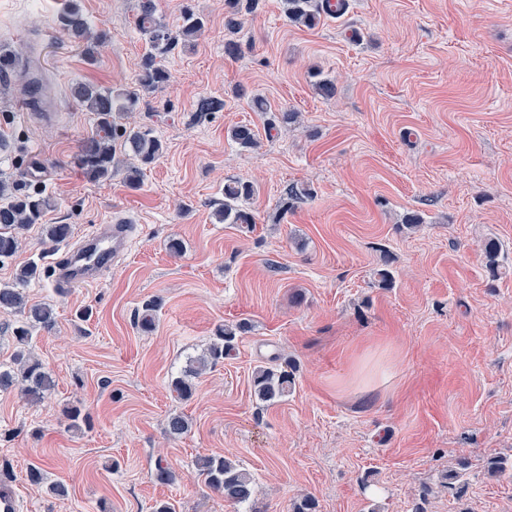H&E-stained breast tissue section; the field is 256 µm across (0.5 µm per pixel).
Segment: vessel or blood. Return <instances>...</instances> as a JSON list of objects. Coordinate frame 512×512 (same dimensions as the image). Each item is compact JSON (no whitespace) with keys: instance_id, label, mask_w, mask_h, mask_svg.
Returning <instances> with one entry per match:
<instances>
[{"instance_id":"1","label":"vessel or blood","mask_w":512,"mask_h":512,"mask_svg":"<svg viewBox=\"0 0 512 512\" xmlns=\"http://www.w3.org/2000/svg\"><path fill=\"white\" fill-rule=\"evenodd\" d=\"M130 233L126 224L96 225L79 243L68 247L56 264V286L67 291L97 284L112 263L128 251Z\"/></svg>"}]
</instances>
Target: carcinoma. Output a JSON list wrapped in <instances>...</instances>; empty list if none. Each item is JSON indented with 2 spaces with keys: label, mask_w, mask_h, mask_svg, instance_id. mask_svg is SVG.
Returning <instances> with one entry per match:
<instances>
[{
  "label": "carcinoma",
  "mask_w": 512,
  "mask_h": 512,
  "mask_svg": "<svg viewBox=\"0 0 512 512\" xmlns=\"http://www.w3.org/2000/svg\"><path fill=\"white\" fill-rule=\"evenodd\" d=\"M253 0H224V30L234 34L245 23V12L253 9ZM283 12L288 21L298 27L313 28L321 21L319 5L314 0H282ZM61 29L67 35L82 43L85 58L96 59L97 47L106 39L103 32L96 33L90 27L78 0H66L58 17ZM135 26L145 38L148 50L142 56L140 68L133 88H98L93 85H78L72 95L95 119V131L80 144L74 157V164L90 181L106 180L112 177L115 166V144L121 143L123 151L142 165H151L160 160L164 153L162 141L148 128L128 127L125 116L140 103V91L154 90L164 85L169 74L164 65L167 57L188 45L204 29V18L192 8L185 9L181 25L173 29L157 14L155 0H138ZM231 140L244 149L256 146L254 130L247 125H237L230 130ZM255 195V188L249 182L235 178L224 180V205L216 211V220L224 224H253L254 215L244 209L242 203ZM311 189L305 184L293 183L286 191L283 208L311 197ZM54 205L48 195L40 193H17L11 200L0 204V262L11 259L19 247L18 231L30 224H39L44 214ZM486 268L496 276L499 273L498 246L489 241L484 248ZM41 267L32 260L17 269L10 283L0 284V312H18L23 320L14 328L16 342L14 365H0V391L13 387L32 402L41 400L46 392L55 386L52 374L42 363L28 354L31 342V328H51L55 323L53 309L40 304H30L23 289L39 278ZM248 330V324L239 322L217 330V336L207 352L189 362L181 376L172 380L174 391L182 398L193 395L192 379L209 364L224 359L233 347L236 337ZM294 380L285 370L261 368L254 376V391L257 398L267 405H273L292 389ZM189 430V420L183 414L174 413L167 419V433L176 438ZM196 467L204 476L205 483L224 499L236 504H248L255 496V478L239 464L220 455L200 456Z\"/></svg>",
  "instance_id": "1"
}]
</instances>
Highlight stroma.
Listing matches in <instances>:
<instances>
[{"instance_id":"obj_1","label":"stroma","mask_w":512,"mask_h":512,"mask_svg":"<svg viewBox=\"0 0 512 512\" xmlns=\"http://www.w3.org/2000/svg\"><path fill=\"white\" fill-rule=\"evenodd\" d=\"M156 3L170 26L187 4L207 26L166 59L168 82L142 94L132 120L165 153L133 188L125 166L100 182L74 166L93 118L71 88L135 86L147 50L138 0H81L108 35L93 63L57 25L62 0H0V47L36 61L59 112H24L20 76L0 75V181L50 195L44 221L70 225L72 239L132 227L129 253L91 287L56 288L64 247L37 225L0 265L3 284L39 261L25 294L55 313L32 338L54 389L37 404L0 392V479L22 512H290L305 496L318 512H512V477L487 472L493 457L512 465V0H350L313 29L291 25L281 0H258L234 57L224 0ZM320 78L334 98L316 93ZM254 96L267 111H253ZM204 98L223 109L199 111ZM285 111L297 122L283 124ZM237 125L258 147L229 138ZM36 156L41 181L27 176ZM228 177L257 186L254 223H217ZM293 183L313 195L281 210ZM410 213L422 224L406 226ZM242 320L231 355L179 399L172 379ZM287 363L288 396L257 401L256 370ZM174 412L191 424L177 438ZM204 455L252 473L253 504L208 489ZM462 456L460 493L445 476ZM161 459L171 482L156 479ZM34 465L44 485L28 481Z\"/></svg>"}]
</instances>
